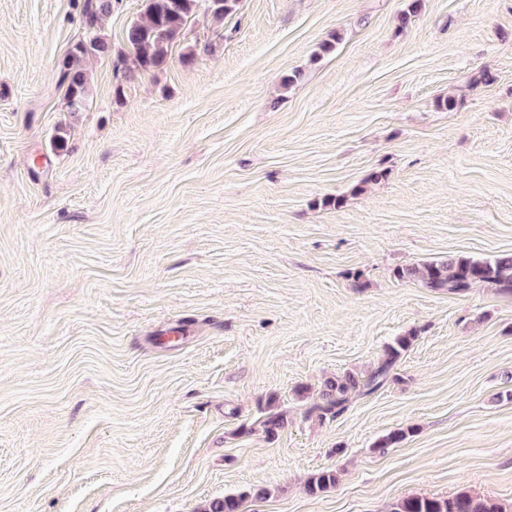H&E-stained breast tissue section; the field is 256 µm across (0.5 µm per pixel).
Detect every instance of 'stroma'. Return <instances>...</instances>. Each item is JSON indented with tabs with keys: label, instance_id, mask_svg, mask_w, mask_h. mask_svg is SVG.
<instances>
[{
	"label": "stroma",
	"instance_id": "stroma-1",
	"mask_svg": "<svg viewBox=\"0 0 512 512\" xmlns=\"http://www.w3.org/2000/svg\"><path fill=\"white\" fill-rule=\"evenodd\" d=\"M82 5L0 0V512L512 506V295L393 275L512 252V0L404 26L408 0H240L188 26L213 53L130 79L143 2L115 0L71 114ZM412 331L382 388L308 415ZM113 0H84L83 37L71 44L57 61L58 85L64 90L65 112H83L90 100V77L86 68L89 57L110 56L112 46L100 35L106 18L112 15ZM390 512H508L490 500L460 492L451 498H408L393 504Z\"/></svg>",
	"mask_w": 512,
	"mask_h": 512
}]
</instances>
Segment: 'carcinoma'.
<instances>
[{"instance_id": "obj_1", "label": "carcinoma", "mask_w": 512, "mask_h": 512, "mask_svg": "<svg viewBox=\"0 0 512 512\" xmlns=\"http://www.w3.org/2000/svg\"><path fill=\"white\" fill-rule=\"evenodd\" d=\"M239 0H144L140 20L130 23L124 32L129 55L117 59L116 66L131 74L135 71L160 69L169 55L186 36L187 26L201 10L215 26L224 25V19L233 15ZM113 0H84L82 19L83 37L71 44L57 61L58 85L64 90L63 105L66 112H83L90 100V77L86 68L89 57L109 56L112 46L100 35L106 18L112 15ZM213 52V45L195 42L180 56L184 64L198 56ZM393 275L400 281H413L433 291L466 294L476 287L493 288L502 293L512 292V254L486 258L470 256L448 257L415 265L398 267ZM417 337L415 333L399 336L385 349L384 361L372 373L362 378L347 373L327 382L322 402L309 412L320 417H333L344 411L349 395L354 391L372 393L386 381L388 373ZM336 484V472L323 471L311 479L309 490L324 491ZM242 498L226 496L213 501L204 512H240ZM391 512H507L502 506L460 492L451 498H408L391 508Z\"/></svg>"}]
</instances>
